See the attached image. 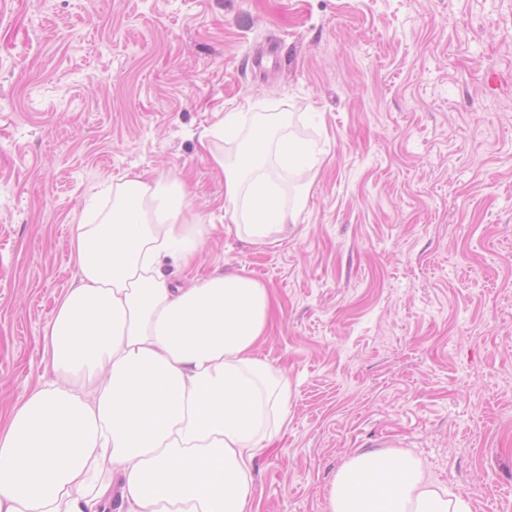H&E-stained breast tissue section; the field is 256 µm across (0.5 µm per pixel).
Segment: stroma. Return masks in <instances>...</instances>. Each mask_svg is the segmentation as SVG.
Segmentation results:
<instances>
[{
  "mask_svg": "<svg viewBox=\"0 0 512 512\" xmlns=\"http://www.w3.org/2000/svg\"><path fill=\"white\" fill-rule=\"evenodd\" d=\"M286 115L321 162L276 247L227 236L200 132ZM182 177L215 229L197 275L274 298L292 386L255 512H328L356 450L406 451L472 512H512V0H0V410L101 189Z\"/></svg>",
  "mask_w": 512,
  "mask_h": 512,
  "instance_id": "35a3bbf8",
  "label": "stroma"
}]
</instances>
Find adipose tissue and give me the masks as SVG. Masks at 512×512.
I'll list each match as a JSON object with an SVG mask.
<instances>
[{
  "label": "adipose tissue",
  "instance_id": "obj_1",
  "mask_svg": "<svg viewBox=\"0 0 512 512\" xmlns=\"http://www.w3.org/2000/svg\"><path fill=\"white\" fill-rule=\"evenodd\" d=\"M282 117L228 112L199 135L224 171L225 233L274 246L294 211L263 173L268 159L317 160L275 136ZM235 145L226 162L216 142ZM212 227L177 178L125 176L112 208L73 227L78 273L44 333L52 379L0 416V512H253L252 465L288 422L290 383L256 352L269 332L268 288L193 268ZM329 512H471L398 451L354 454Z\"/></svg>",
  "mask_w": 512,
  "mask_h": 512
}]
</instances>
